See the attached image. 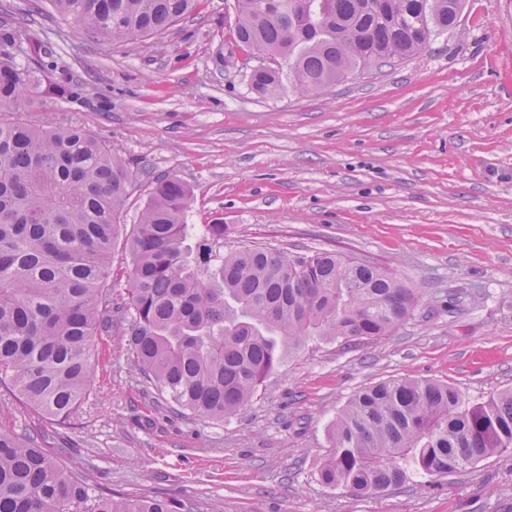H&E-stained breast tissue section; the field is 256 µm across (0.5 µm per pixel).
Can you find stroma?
<instances>
[{
    "mask_svg": "<svg viewBox=\"0 0 512 512\" xmlns=\"http://www.w3.org/2000/svg\"><path fill=\"white\" fill-rule=\"evenodd\" d=\"M82 99L27 113L78 124L128 163L134 224L152 183L191 191V224L222 219L225 249L335 251L391 270L419 303L392 335L310 343L237 414L189 420L146 388L120 330L102 335L93 390L54 435L61 463L124 496L206 512H512V449L387 492L326 488L328 427L359 389L432 379L469 404L512 389V0H466L458 25L398 66L321 92H256L235 0L161 35L92 39L50 0H9Z\"/></svg>",
    "mask_w": 512,
    "mask_h": 512,
    "instance_id": "1",
    "label": "stroma"
}]
</instances>
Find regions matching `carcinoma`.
<instances>
[{
	"label": "carcinoma",
	"mask_w": 512,
	"mask_h": 512,
	"mask_svg": "<svg viewBox=\"0 0 512 512\" xmlns=\"http://www.w3.org/2000/svg\"><path fill=\"white\" fill-rule=\"evenodd\" d=\"M201 0H52L91 36L131 42L165 32ZM463 0H236L234 28L254 57L281 60L300 94L392 66L457 25ZM51 51L28 26L0 25V390L66 426L89 397L99 337L120 325L141 375L170 409L221 420L314 340L392 335L417 305L388 269L340 253L254 247L219 253L224 224H186L190 191L153 181L138 223H123L130 171L79 126L16 117L81 96L54 81ZM252 87L284 88L265 64ZM130 256L127 296H108L112 251ZM321 482L354 497L433 478L512 448V390L469 405L415 378L356 391L329 427ZM0 512H203L194 500L115 497L68 471L42 430L0 428Z\"/></svg>",
	"instance_id": "carcinoma-1"
}]
</instances>
